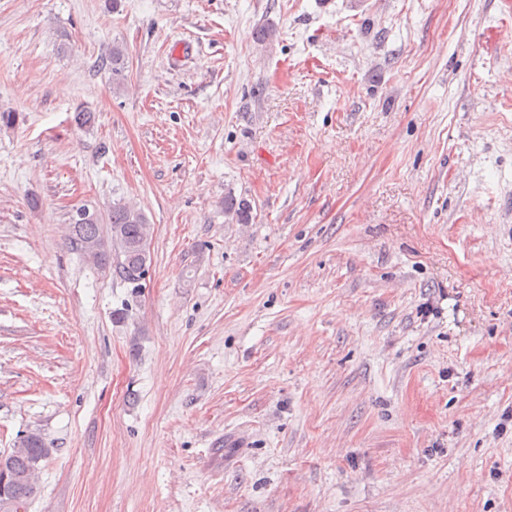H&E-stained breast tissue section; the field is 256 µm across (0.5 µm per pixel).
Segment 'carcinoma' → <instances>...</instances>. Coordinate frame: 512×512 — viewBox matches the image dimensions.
<instances>
[{
    "label": "carcinoma",
    "mask_w": 512,
    "mask_h": 512,
    "mask_svg": "<svg viewBox=\"0 0 512 512\" xmlns=\"http://www.w3.org/2000/svg\"><path fill=\"white\" fill-rule=\"evenodd\" d=\"M108 58L112 76L122 77L125 47L112 44ZM152 235V224L141 210L128 203H115L108 212L105 227L95 213L84 210V222L70 224L69 245L99 270L131 285L139 278L143 265L150 261ZM49 454L50 448L42 435L30 432L10 453V469L16 475L22 474ZM35 492V484L15 482L10 495L0 498V512H26L28 500Z\"/></svg>",
    "instance_id": "carcinoma-1"
}]
</instances>
